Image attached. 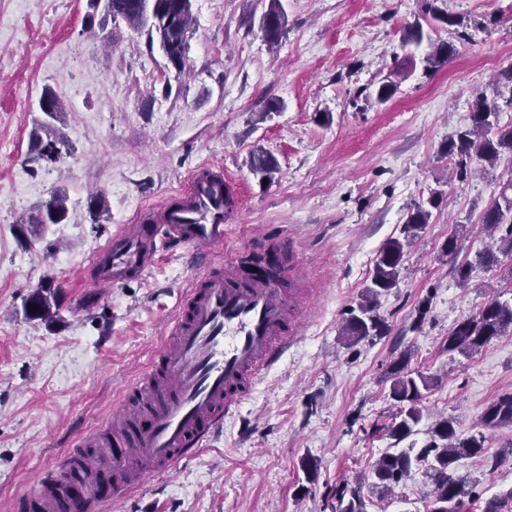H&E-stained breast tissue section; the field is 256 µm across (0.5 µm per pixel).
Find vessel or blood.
Returning a JSON list of instances; mask_svg holds the SVG:
<instances>
[{
  "instance_id": "1",
  "label": "vessel or blood",
  "mask_w": 512,
  "mask_h": 512,
  "mask_svg": "<svg viewBox=\"0 0 512 512\" xmlns=\"http://www.w3.org/2000/svg\"><path fill=\"white\" fill-rule=\"evenodd\" d=\"M220 182L219 175L199 171L177 202L162 206L154 223L118 232L103 249V262L91 265V283L108 288L129 272L147 273L163 244L202 253L223 244L229 227ZM286 247L282 240L265 243L261 262L250 270L230 262L194 280L162 346L114 408L111 437L85 433L39 478L33 494L16 498L15 512L44 502L48 512L64 505L86 512L102 498L96 476L106 470L115 477L107 496L120 499L149 472L170 468L217 433L258 373L299 334L303 291L285 288L267 273ZM88 448L97 451L89 461L83 456Z\"/></svg>"
}]
</instances>
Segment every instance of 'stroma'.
<instances>
[{"mask_svg":"<svg viewBox=\"0 0 512 512\" xmlns=\"http://www.w3.org/2000/svg\"><path fill=\"white\" fill-rule=\"evenodd\" d=\"M427 0H281L277 46L259 28L268 0H192L184 71L147 30L104 19L88 0H0V512L28 491L86 430L112 428V404L145 366L189 282L261 241L288 239L308 290L298 340L255 384L221 432L191 458L149 477L104 512H330L332 490L359 482L394 441L380 430L397 406L395 363L430 378L407 442L431 440L436 418L459 436H485L458 462L470 494L512 488V425L481 416L512 392V336L470 356L444 348L449 330L512 288V260L458 265L482 248L480 218L499 173L448 176L449 135L469 124L474 90L493 92L512 68V0H437L457 18L425 15ZM457 52L425 70V47H402L404 25ZM398 70L386 104L361 111ZM63 110L57 161L33 162L44 90ZM278 170L262 180L255 151ZM207 168L229 177L230 234L207 256L165 248L145 274L99 288L85 271L118 231L140 223ZM57 191L63 223L25 218ZM101 194L106 209L89 206ZM436 198L399 278L380 299L386 329L358 341L341 328L369 284L381 246L410 208ZM456 238L458 253L446 244ZM49 288L55 314L33 320L27 295ZM316 461L307 482L303 459ZM431 481L414 469L368 512H427Z\"/></svg>","mask_w":512,"mask_h":512,"instance_id":"1","label":"stroma"}]
</instances>
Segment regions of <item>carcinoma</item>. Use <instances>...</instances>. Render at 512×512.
Masks as SVG:
<instances>
[{"mask_svg": "<svg viewBox=\"0 0 512 512\" xmlns=\"http://www.w3.org/2000/svg\"><path fill=\"white\" fill-rule=\"evenodd\" d=\"M105 14L125 20L132 28L149 26L156 33L160 48L168 62L178 71L186 64L187 33L192 23L191 0H156L153 21H148L142 7V0H106ZM285 27V17L280 8V0H269L267 9L260 17V28L269 45L279 43ZM424 32L420 22L404 26L402 46L423 42ZM429 50L423 57L424 68L436 69L448 62L456 53V48L445 42H428ZM397 71L391 70L384 76L374 94L365 98L369 105L387 103L396 93ZM40 108L49 117L60 110V101L50 91H45L40 99ZM512 112V94L504 96L496 92L495 97L485 94L476 96L473 103L471 122L468 126L448 136L446 154L455 162L459 179L467 177L468 168L484 164L493 167L505 157L511 163L508 177L502 183V190L485 209L481 223L485 228L500 233L496 240V250H484L477 254L478 260L486 264L497 261L498 255L512 257V120L501 124L500 115ZM51 139L32 158L55 160L60 157V145L63 139L55 134L49 124L41 126ZM251 167L254 173L263 177L270 176L277 169L275 160L269 155L258 152L253 154ZM66 198L56 193L38 207L29 218V223L38 226L60 224L67 217ZM431 218L424 204L417 203L411 209L401 233L404 239L393 238L379 250L374 262L371 284L368 285L358 306L349 310L342 327V335L366 337L377 334L383 329V322L376 314L379 297L394 287L404 257L405 242L419 236ZM27 303L37 305V310L29 312L33 319H43L52 310L53 302L44 289L40 288L27 297ZM512 335V298L501 299L496 296L489 300L475 316L458 321L448 332L447 351L469 355L486 347L493 339ZM394 381L391 386V398L399 403L396 420L387 426L379 427L387 436L401 442L414 433V427L421 419L418 403L423 392L429 390V377L421 372L405 370V365L395 367ZM483 426L494 428L512 424V393L504 394L494 400L484 411ZM484 450V436L459 438L448 419L436 423L432 431V440L418 451L413 449L396 450L388 448L372 466L368 474V485L383 496H389L394 488L409 477L415 467L426 469L434 489L430 495L429 512H469L463 490V479L455 475V464L463 457H473ZM337 512H367L368 504L361 488L351 490L347 486L336 489Z\"/></svg>", "mask_w": 512, "mask_h": 512, "instance_id": "1", "label": "carcinoma"}]
</instances>
